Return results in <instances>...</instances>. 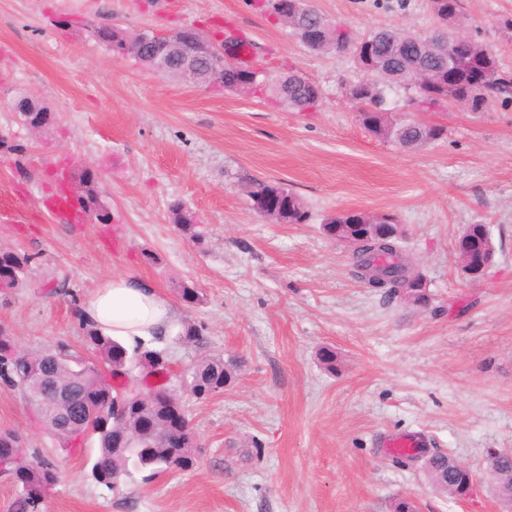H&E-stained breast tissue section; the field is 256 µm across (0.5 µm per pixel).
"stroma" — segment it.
<instances>
[{
    "label": "stroma",
    "instance_id": "1",
    "mask_svg": "<svg viewBox=\"0 0 512 512\" xmlns=\"http://www.w3.org/2000/svg\"><path fill=\"white\" fill-rule=\"evenodd\" d=\"M359 35L436 23L429 0H311ZM258 0H0V136L23 145L33 178L0 151V245L34 261L27 284L0 295V325L19 348H83L76 309L106 278L151 280L199 329V344L157 341L172 384L209 356L236 358L223 393L184 396L196 439L192 467L109 490L88 454L68 453L15 391L0 386V430L53 456L59 481L44 512H506L486 474L490 451L512 449V95L473 112L426 113L447 135L417 151L380 140L345 95L360 79L350 54L309 51ZM460 29L478 31L512 75V40L499 29L512 0H460ZM166 33L188 26L219 42L225 28L250 44L247 69L274 79L295 69L324 93L295 112L235 91L148 71L88 35V25ZM32 97L52 120L31 132L16 115ZM92 170L108 224H63L42 201L56 166ZM295 192L305 224H277L250 207V178ZM182 204L203 233L172 221ZM394 215L430 304L385 298L353 273L352 249L320 229L330 215ZM487 225L495 247L485 276L456 253L466 225ZM67 282L68 295L56 293ZM203 295L186 303L177 291ZM335 352L328 371L321 350ZM423 433L427 453L470 467L472 492L436 490L416 465L397 464L383 437Z\"/></svg>",
    "mask_w": 512,
    "mask_h": 512
}]
</instances>
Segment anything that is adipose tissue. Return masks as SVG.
Here are the masks:
<instances>
[{
  "label": "adipose tissue",
  "mask_w": 512,
  "mask_h": 512,
  "mask_svg": "<svg viewBox=\"0 0 512 512\" xmlns=\"http://www.w3.org/2000/svg\"><path fill=\"white\" fill-rule=\"evenodd\" d=\"M104 335L117 338L126 347L174 328L175 308L148 279L120 276L105 280L77 310Z\"/></svg>",
  "instance_id": "adipose-tissue-1"
}]
</instances>
